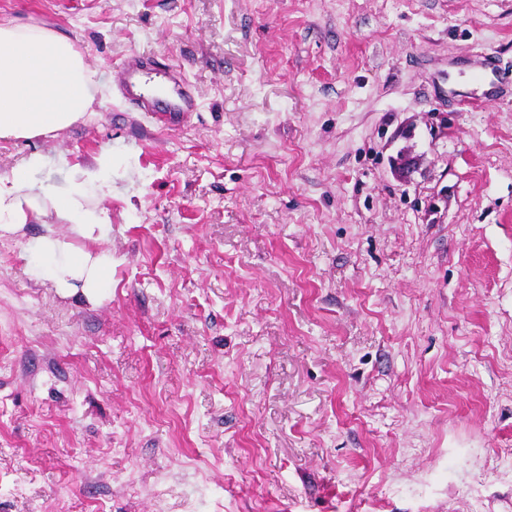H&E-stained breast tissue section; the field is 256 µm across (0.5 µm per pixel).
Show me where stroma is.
Wrapping results in <instances>:
<instances>
[{"mask_svg": "<svg viewBox=\"0 0 512 512\" xmlns=\"http://www.w3.org/2000/svg\"><path fill=\"white\" fill-rule=\"evenodd\" d=\"M97 101L0 140L48 190L112 153L94 242L0 238V512H512V0H0ZM189 85L155 125L112 73ZM496 80L485 96L474 71ZM112 254L35 278L46 225ZM31 251L41 260L42 274L64 294L80 293L87 302L97 303L111 293V252L75 251L50 224L33 241Z\"/></svg>", "mask_w": 512, "mask_h": 512, "instance_id": "stroma-1", "label": "stroma"}]
</instances>
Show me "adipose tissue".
Instances as JSON below:
<instances>
[{
  "instance_id": "ef3b65f1",
  "label": "adipose tissue",
  "mask_w": 512,
  "mask_h": 512,
  "mask_svg": "<svg viewBox=\"0 0 512 512\" xmlns=\"http://www.w3.org/2000/svg\"><path fill=\"white\" fill-rule=\"evenodd\" d=\"M95 74L69 36L53 29L0 19V140H34L79 121L94 100ZM45 155L30 153L22 166L0 175V237L18 232L39 218L41 200L84 236L105 239L112 226L104 212L87 207L91 193H112V154L102 151L77 179L47 193L38 172ZM41 272L67 295L96 303L112 291L110 252L73 250L53 228L33 241Z\"/></svg>"
}]
</instances>
